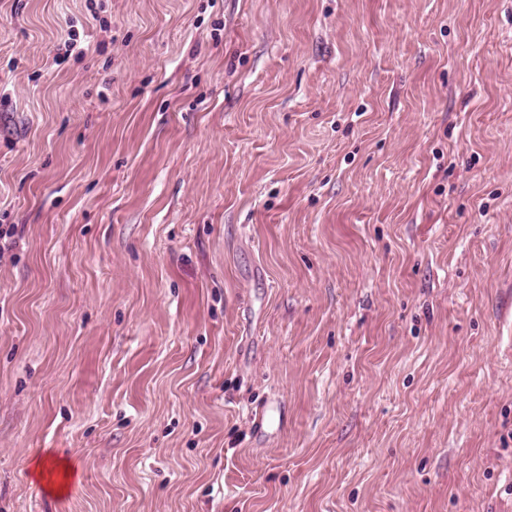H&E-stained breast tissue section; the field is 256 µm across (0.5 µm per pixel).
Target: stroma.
Wrapping results in <instances>:
<instances>
[{
    "label": "stroma",
    "mask_w": 512,
    "mask_h": 512,
    "mask_svg": "<svg viewBox=\"0 0 512 512\" xmlns=\"http://www.w3.org/2000/svg\"><path fill=\"white\" fill-rule=\"evenodd\" d=\"M0 512H512V0H0Z\"/></svg>",
    "instance_id": "stroma-1"
}]
</instances>
